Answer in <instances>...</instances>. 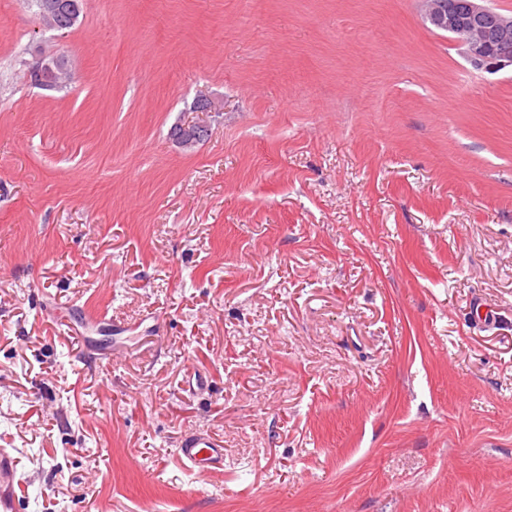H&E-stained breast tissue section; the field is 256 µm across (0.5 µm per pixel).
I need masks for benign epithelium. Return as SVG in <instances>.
Wrapping results in <instances>:
<instances>
[{"instance_id":"1","label":"benign epithelium","mask_w":512,"mask_h":512,"mask_svg":"<svg viewBox=\"0 0 512 512\" xmlns=\"http://www.w3.org/2000/svg\"><path fill=\"white\" fill-rule=\"evenodd\" d=\"M424 17L434 28L448 33L471 65L488 73L512 70V15L490 14L482 0H463L453 7L448 0H422ZM54 69L45 59L30 67L31 81L43 88L50 86L49 74ZM205 121H190L181 125L175 141L182 147L195 145L207 135Z\"/></svg>"}]
</instances>
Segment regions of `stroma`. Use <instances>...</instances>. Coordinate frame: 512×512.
Listing matches in <instances>:
<instances>
[{
    "label": "stroma",
    "mask_w": 512,
    "mask_h": 512,
    "mask_svg": "<svg viewBox=\"0 0 512 512\" xmlns=\"http://www.w3.org/2000/svg\"><path fill=\"white\" fill-rule=\"evenodd\" d=\"M0 448L18 512H512V71L421 0H0ZM181 131L174 138L181 147H190L195 145L198 140L206 136L208 133V126L205 120L190 121L180 124ZM176 454L187 471L199 472L205 467L224 466V442L209 435L186 434L181 439Z\"/></svg>",
    "instance_id": "35a3bbf8"
}]
</instances>
